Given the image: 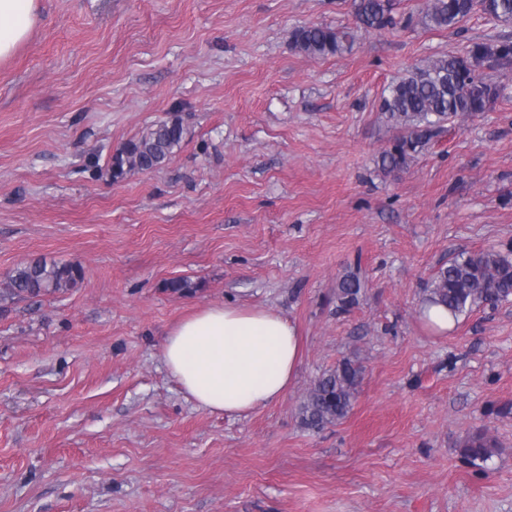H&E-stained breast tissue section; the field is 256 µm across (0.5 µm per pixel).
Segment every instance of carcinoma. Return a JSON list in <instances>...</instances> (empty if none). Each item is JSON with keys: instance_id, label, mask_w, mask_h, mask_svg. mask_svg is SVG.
Segmentation results:
<instances>
[{"instance_id": "1", "label": "carcinoma", "mask_w": 512, "mask_h": 512, "mask_svg": "<svg viewBox=\"0 0 512 512\" xmlns=\"http://www.w3.org/2000/svg\"><path fill=\"white\" fill-rule=\"evenodd\" d=\"M356 22L365 30L383 31L397 25L391 15L390 0H353ZM478 12L497 22L512 21V0H427L419 17L427 27L452 29ZM355 36L348 27L306 25L294 29L290 49L312 57L335 56L351 49ZM498 55V66L512 65V41L508 39L474 43L461 53L425 60L383 93L379 109L400 134L379 158L387 175L404 171L416 154L445 132V124L456 118L487 110L500 96L501 88L476 74L486 54ZM184 128L177 116L154 124L148 133L123 144L112 156L107 173L112 181L122 180L131 171L147 172L170 160L183 140ZM84 278L78 263L58 264L43 257L31 259L10 271L3 283L5 296H30L76 287ZM364 283L355 271L344 273L334 294L336 309L355 307ZM512 298V248L463 253L439 268L426 287V300L442 305L459 316L481 305L494 307ZM363 369L344 358L317 378L300 406L301 424L321 431L347 417L353 407ZM498 444L488 429H478L461 443V458L480 467L497 451Z\"/></svg>"}]
</instances>
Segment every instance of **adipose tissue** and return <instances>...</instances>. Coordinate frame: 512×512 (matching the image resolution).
<instances>
[{
    "label": "adipose tissue",
    "instance_id": "ef3b65f1",
    "mask_svg": "<svg viewBox=\"0 0 512 512\" xmlns=\"http://www.w3.org/2000/svg\"><path fill=\"white\" fill-rule=\"evenodd\" d=\"M37 11L38 0H0V60L27 38ZM161 356L188 399L241 417L285 396L300 360V338L279 313L209 304L168 330Z\"/></svg>",
    "mask_w": 512,
    "mask_h": 512
}]
</instances>
